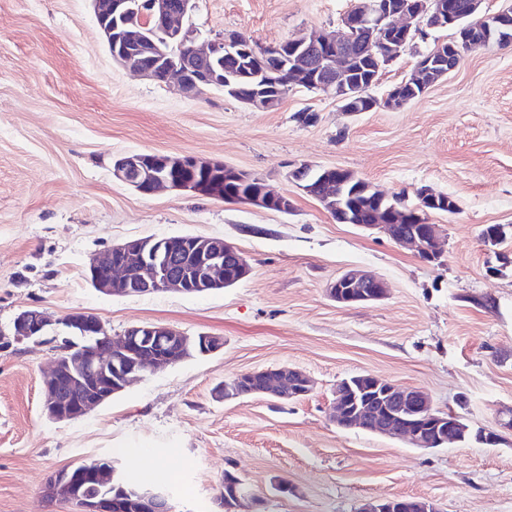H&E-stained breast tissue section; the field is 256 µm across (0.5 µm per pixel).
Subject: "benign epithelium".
Here are the masks:
<instances>
[{
    "mask_svg": "<svg viewBox=\"0 0 512 512\" xmlns=\"http://www.w3.org/2000/svg\"><path fill=\"white\" fill-rule=\"evenodd\" d=\"M97 23L103 32L110 55L119 65L141 76L159 82L176 79L179 91L195 98L209 89L224 87V58L233 55L240 43L237 36L219 37L198 46L183 20L191 0H91ZM483 0H467L457 9L445 0H428L415 9L409 0H355L340 19L341 31H312L263 50L265 59L276 67L272 73L288 74L291 84L316 87L336 99L344 112L350 111L342 93L362 94L363 86L353 79L355 61L365 55L388 65L396 59L407 41L392 43L387 33L401 32L416 40L423 28H445L462 17L472 19L467 25L469 47H482L492 38L487 21L473 22ZM163 32L158 44L149 38L150 27ZM438 51L423 55L411 72L409 82H424L433 74L441 79L458 66V53L448 54V62L436 59ZM259 82L256 93L244 103L257 111L278 105L279 98L267 93V73L255 74ZM228 165L207 161L192 155L130 153L113 164L112 176L143 195L163 189L213 197L215 187L198 182L194 174L220 177ZM314 167L297 168L292 177L305 185L303 191L323 204L331 215L350 224L352 217L338 203L335 181L321 174L317 188L306 186ZM259 188L245 202L261 209L273 208L287 213L291 198L270 192L262 178ZM418 203L404 210L389 204V198L375 193L380 210L375 223L363 224L368 231L383 229L398 243L412 247L425 261L439 258L435 243L440 234L436 224L428 222L429 207L439 195L424 187L416 192ZM405 230L398 231V225ZM88 280L102 295L127 297L165 290L184 294L205 293L226 288L245 279L250 266L243 253L219 236L193 235L156 238H132L112 246L102 257L90 259ZM327 295L345 306L381 301L388 295L386 283L359 270H349L326 288ZM73 335L84 341L79 346L64 347L54 360L42 389V411L56 423L84 417L95 407L109 401L145 373L174 366L199 351L209 355L224 347V338L213 334L187 336L173 328L158 324L128 327L122 334L107 333L104 323L94 314L74 311L63 319ZM52 321L37 308L20 311L13 321L12 335L0 333V345L10 341L45 336ZM312 390L303 372L279 366L244 372L217 384L215 398L224 401L245 396H260L275 401H290ZM332 422L339 428L358 427L376 435L397 436L414 448H441L451 442L466 443L470 437L486 445L502 441L497 430H479L471 434L463 418L455 413L434 409L430 397L417 389L400 388L371 374H357L336 384ZM93 479L106 489L89 494L84 485ZM123 472L110 459H98L90 468L80 471L68 467L55 472L45 485V496L53 501L69 503L76 512H172L168 496L142 495L134 491L121 497L112 495L115 484L122 482ZM251 494L224 482L225 512H241L243 502ZM358 512H439L430 501L383 498L368 500Z\"/></svg>",
    "mask_w": 512,
    "mask_h": 512,
    "instance_id": "7a95c632",
    "label": "benign epithelium"
}]
</instances>
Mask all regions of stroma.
I'll list each match as a JSON object with an SVG mask.
<instances>
[{"label":"stroma","instance_id":"35a3bbf8","mask_svg":"<svg viewBox=\"0 0 512 512\" xmlns=\"http://www.w3.org/2000/svg\"><path fill=\"white\" fill-rule=\"evenodd\" d=\"M353 0H191L196 42L243 35L276 45L338 29ZM431 29L369 90L375 106L290 87L253 110L219 90L188 98L115 64L89 0H0V331L36 307L53 336L0 347V512H74L47 499L55 471L95 459L130 474L161 470L173 512H221L225 471L257 498L255 512H357L380 497L427 499L440 512H512V435L419 449L330 420L338 381L370 373L427 393L471 429L512 419V43L490 41L405 106L388 92L423 54L453 38ZM130 152L193 154L262 177L292 197L283 214L242 202L116 181ZM303 164L352 172L416 202L431 188L457 209L433 213L441 258L429 263L379 231L339 224L300 190ZM490 224L505 239L485 243ZM221 236L250 263L236 285L198 295L98 293L92 257L132 237ZM357 268L386 299L344 306L326 288ZM98 316L107 332L155 323L224 339L220 351L147 374L82 419L42 413L41 387L67 337L63 318ZM288 365L314 382L290 402L216 400L236 374ZM292 485L275 490L277 481Z\"/></svg>","mask_w":512,"mask_h":512}]
</instances>
